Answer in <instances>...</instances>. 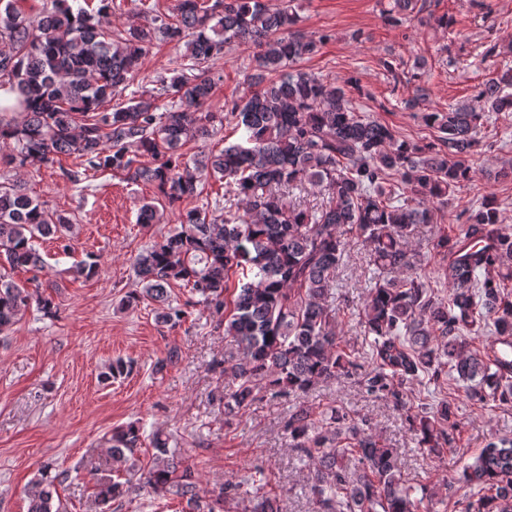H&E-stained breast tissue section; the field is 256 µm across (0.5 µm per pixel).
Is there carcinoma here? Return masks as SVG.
<instances>
[{"mask_svg":"<svg viewBox=\"0 0 512 512\" xmlns=\"http://www.w3.org/2000/svg\"><path fill=\"white\" fill-rule=\"evenodd\" d=\"M18 2L0 0V89L15 94L14 104L0 106V145L10 151L0 161L48 163L68 155L86 170L156 187L162 199L144 203L137 223H160L168 207L177 225L136 256L140 289L127 302L164 305L161 318L175 325L187 314L170 305V288L178 285L219 318L237 351L224 361V417L250 407L261 385L273 398H298L319 383L355 376L368 395L405 410L420 446L441 454L460 425L456 410L447 399L414 406V382L426 376L443 384L449 369L468 384L473 404L512 402V372L495 368L465 339L487 329L512 336V292L505 288L512 283V235L503 230L495 197L469 212L455 238L432 244L439 256L434 274L451 298L439 297L425 272H409L407 256L417 226L437 223L440 207L473 181L468 158L479 147L485 113L512 112V69L482 84L479 109L462 103L422 113L437 135L420 144L356 112L342 87L292 69L322 41L292 31L296 16L287 6L177 0L170 16L153 13L142 26L107 30L102 18L111 0H98L96 9L80 0H41L33 15ZM415 8L416 0H388L385 18L402 25ZM156 40L183 44L181 62L153 87L137 85ZM231 43L254 50L255 73L247 95L213 112L211 66ZM126 92L127 105L102 109ZM226 123L237 141L190 158L180 152ZM146 156L149 165L141 161ZM205 178L224 181L238 199L221 223L203 208L176 210L201 194ZM305 185L329 201L316 210L286 202L290 190ZM69 229L21 182L0 185V332L33 298L43 314H54L52 297L33 296L10 272L43 268L36 240L60 239ZM355 239L373 266L361 313L364 335L372 337L368 369L336 333L329 304L336 268ZM285 432L311 471L318 512H431L433 494L406 483L396 450L373 436L366 420L336 407L315 417L298 406ZM142 438L134 424L112 433V476L95 492L106 512L129 491ZM151 443L157 464L145 479L153 494L176 496L191 512H223L226 500L244 495L255 500L252 512H283L251 475L225 481L201 503L198 482L180 468L168 440L155 433ZM49 470L28 487V512H62ZM458 482L473 490L462 512H512V439L489 442Z\"/></svg>","mask_w":512,"mask_h":512,"instance_id":"carcinoma-1","label":"carcinoma"}]
</instances>
